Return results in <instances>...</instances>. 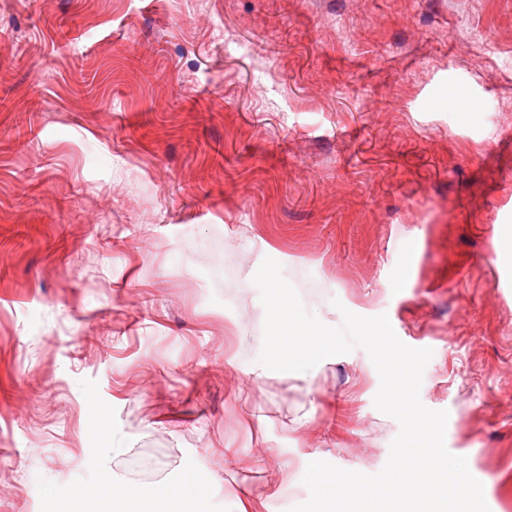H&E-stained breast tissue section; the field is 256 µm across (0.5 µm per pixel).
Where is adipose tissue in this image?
I'll return each instance as SVG.
<instances>
[{"instance_id": "obj_1", "label": "adipose tissue", "mask_w": 512, "mask_h": 512, "mask_svg": "<svg viewBox=\"0 0 512 512\" xmlns=\"http://www.w3.org/2000/svg\"><path fill=\"white\" fill-rule=\"evenodd\" d=\"M206 483L205 475L192 472L178 485L143 491L104 477L72 485L66 497L85 505L88 512H174L176 503L196 494Z\"/></svg>"}]
</instances>
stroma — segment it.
I'll return each instance as SVG.
<instances>
[{
    "label": "stroma",
    "instance_id": "35a3bbf8",
    "mask_svg": "<svg viewBox=\"0 0 512 512\" xmlns=\"http://www.w3.org/2000/svg\"><path fill=\"white\" fill-rule=\"evenodd\" d=\"M512 0H0V512L208 476L180 512H289L399 432L360 347L259 362L252 278L429 348L512 512Z\"/></svg>",
    "mask_w": 512,
    "mask_h": 512
}]
</instances>
